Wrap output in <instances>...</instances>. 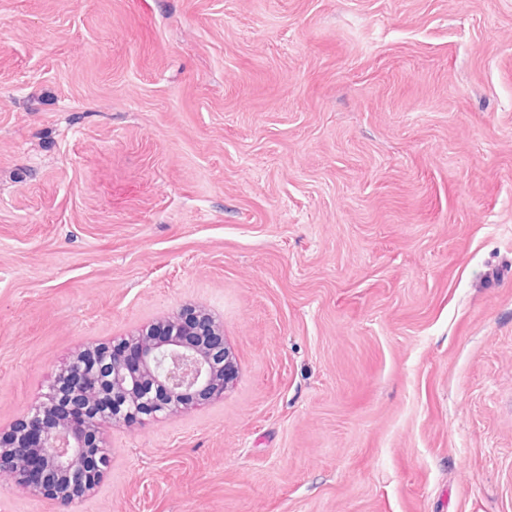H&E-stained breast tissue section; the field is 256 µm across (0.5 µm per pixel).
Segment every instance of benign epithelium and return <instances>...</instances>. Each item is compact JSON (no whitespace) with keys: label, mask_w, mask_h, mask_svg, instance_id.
Returning <instances> with one entry per match:
<instances>
[{"label":"benign epithelium","mask_w":512,"mask_h":512,"mask_svg":"<svg viewBox=\"0 0 512 512\" xmlns=\"http://www.w3.org/2000/svg\"><path fill=\"white\" fill-rule=\"evenodd\" d=\"M219 335L206 313L192 325L173 316L142 330L137 336L102 345L89 362L79 357L65 371L98 384L113 406L143 409L149 418L167 417L186 408L192 399L224 392L237 369L224 342L193 344L188 336ZM58 399L56 382L47 386L42 400L12 431L0 434V473L16 478L17 485L32 488L60 506L92 490L107 459L89 455V441L103 423L124 419L86 408L82 422L63 417L48 422L36 415Z\"/></svg>","instance_id":"1"}]
</instances>
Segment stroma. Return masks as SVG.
I'll list each match as a JSON object with an SVG mask.
<instances>
[{
    "mask_svg": "<svg viewBox=\"0 0 512 512\" xmlns=\"http://www.w3.org/2000/svg\"><path fill=\"white\" fill-rule=\"evenodd\" d=\"M186 306L66 512H512V0H0V431ZM216 327L206 313L192 325L183 324L179 312L137 337L94 347L99 350L91 361L84 363L78 357L64 370L81 380L95 381L114 408L143 409L138 419L167 417L186 408L193 398L223 393L235 378L236 364L222 337L208 346L184 337L221 336ZM129 344L132 359L127 351L122 352Z\"/></svg>",
    "mask_w": 512,
    "mask_h": 512,
    "instance_id": "1",
    "label": "stroma"
}]
</instances>
